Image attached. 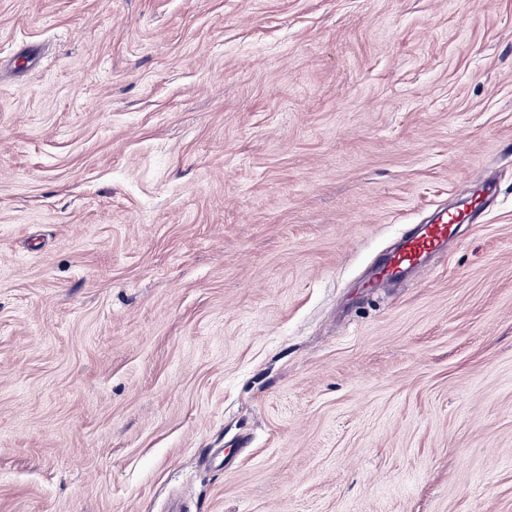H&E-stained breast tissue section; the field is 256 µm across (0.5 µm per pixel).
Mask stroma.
I'll list each match as a JSON object with an SVG mask.
<instances>
[{
  "label": "stroma",
  "instance_id": "1",
  "mask_svg": "<svg viewBox=\"0 0 512 512\" xmlns=\"http://www.w3.org/2000/svg\"><path fill=\"white\" fill-rule=\"evenodd\" d=\"M177 501L512 512V0H0V512ZM480 208L464 203L457 209L438 215L429 224L421 225L414 233L404 234L398 247L386 257L372 279V288H381L388 282L400 279L409 270L422 274L426 271L427 257L448 243L460 224H473L480 215Z\"/></svg>",
  "mask_w": 512,
  "mask_h": 512
}]
</instances>
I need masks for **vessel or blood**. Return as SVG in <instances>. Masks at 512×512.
I'll use <instances>...</instances> for the list:
<instances>
[{"mask_svg": "<svg viewBox=\"0 0 512 512\" xmlns=\"http://www.w3.org/2000/svg\"><path fill=\"white\" fill-rule=\"evenodd\" d=\"M479 215L478 206L465 203L439 214L436 220L421 225L414 233L403 235L398 247L377 268L372 279L373 287L379 288L400 279L411 270L425 272L428 256L445 246L460 224L476 221Z\"/></svg>", "mask_w": 512, "mask_h": 512, "instance_id": "vessel-or-blood-1", "label": "vessel or blood"}]
</instances>
